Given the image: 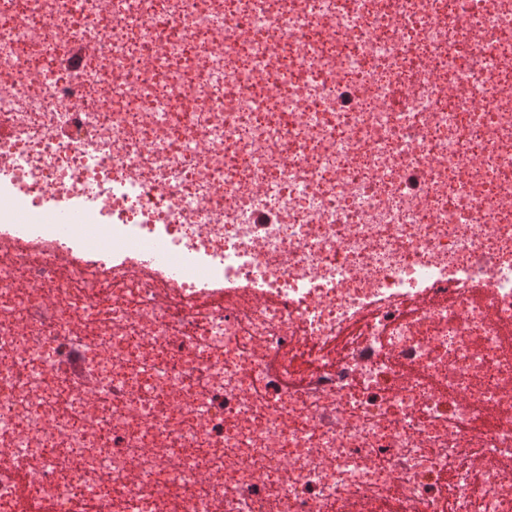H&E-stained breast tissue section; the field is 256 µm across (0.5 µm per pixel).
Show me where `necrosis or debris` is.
Here are the masks:
<instances>
[{
  "instance_id": "1",
  "label": "necrosis or debris",
  "mask_w": 512,
  "mask_h": 512,
  "mask_svg": "<svg viewBox=\"0 0 512 512\" xmlns=\"http://www.w3.org/2000/svg\"><path fill=\"white\" fill-rule=\"evenodd\" d=\"M1 231L54 512H512V0H0Z\"/></svg>"
}]
</instances>
